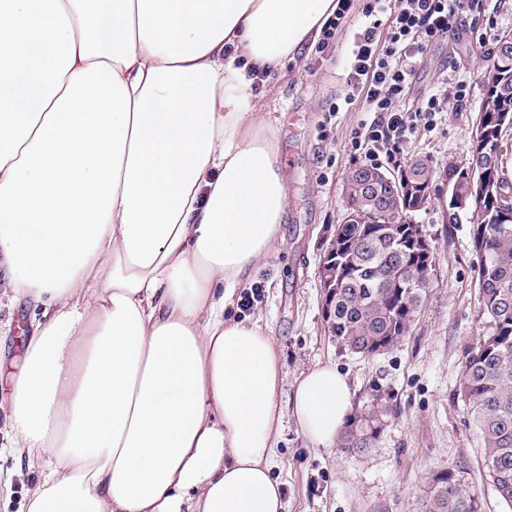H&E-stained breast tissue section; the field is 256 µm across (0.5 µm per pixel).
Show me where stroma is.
I'll return each instance as SVG.
<instances>
[{
	"label": "stroma",
	"instance_id": "1",
	"mask_svg": "<svg viewBox=\"0 0 512 512\" xmlns=\"http://www.w3.org/2000/svg\"><path fill=\"white\" fill-rule=\"evenodd\" d=\"M508 31L512 0H486L483 11L463 17L454 34L428 47L416 69L405 107H416L425 90L448 82H464L468 97L461 111L438 114L432 127L417 130L400 157L378 161L391 171L416 158L432 161L437 175L430 200L412 221L433 245L435 266L408 333L391 350L372 356L352 353L330 335L319 278L327 244L344 216V177L360 164L353 133L368 117L360 100L336 107L346 91L352 30L269 66L253 83L259 113L278 132L289 205L276 250L248 282L259 290L258 299L248 308L233 303L230 313L259 322L273 336L286 373L283 398L292 396L303 373L331 364L346 375L354 406L376 395L389 404L382 434L363 455L315 447L295 418L285 416L273 469L283 484L285 512H420L433 476L448 468L479 497L483 512H505L461 398L468 348L488 324L475 283L479 258L471 213L461 211L458 223H449L445 171L469 157L474 119L485 99L488 54ZM40 318L32 299L14 297L0 268V512H27L45 468L43 460L14 451L3 408Z\"/></svg>",
	"mask_w": 512,
	"mask_h": 512
}]
</instances>
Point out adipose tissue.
I'll return each instance as SVG.
<instances>
[{
	"label": "adipose tissue",
	"mask_w": 512,
	"mask_h": 512,
	"mask_svg": "<svg viewBox=\"0 0 512 512\" xmlns=\"http://www.w3.org/2000/svg\"><path fill=\"white\" fill-rule=\"evenodd\" d=\"M336 0H0V264L42 319L10 402L46 461L28 512H283L286 415L353 405L322 365L281 402L260 325L225 316L288 206L251 70Z\"/></svg>",
	"instance_id": "adipose-tissue-1"
}]
</instances>
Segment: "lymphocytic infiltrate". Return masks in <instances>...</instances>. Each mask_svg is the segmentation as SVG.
Instances as JSON below:
<instances>
[{
	"label": "lymphocytic infiltrate",
	"instance_id": "f902f5d3",
	"mask_svg": "<svg viewBox=\"0 0 512 512\" xmlns=\"http://www.w3.org/2000/svg\"><path fill=\"white\" fill-rule=\"evenodd\" d=\"M464 0H367L363 20L347 59L345 103L364 99L371 120L360 124L352 146L365 160L395 156L419 126L430 125L437 113L461 108L466 86L424 94L416 109L402 101L427 46L454 32L463 17ZM384 43H377L379 29Z\"/></svg>",
	"mask_w": 512,
	"mask_h": 512
}]
</instances>
